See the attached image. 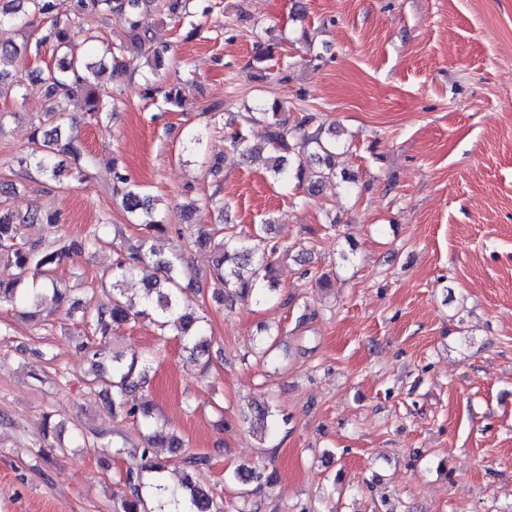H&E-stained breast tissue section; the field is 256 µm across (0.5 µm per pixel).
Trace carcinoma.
<instances>
[{"mask_svg": "<svg viewBox=\"0 0 512 512\" xmlns=\"http://www.w3.org/2000/svg\"><path fill=\"white\" fill-rule=\"evenodd\" d=\"M195 0H0V26L16 25L26 29L33 24V18L43 16L49 19V26L40 37L25 40L15 45L0 42V82L11 80L21 95L36 85L49 97L61 104L82 99L86 112L102 121L103 111L108 105H117L118 98L99 81L97 62L78 51L73 44V30L79 26L81 15L87 10H101L122 23L128 30L137 55L129 61L125 57L127 48L118 52L106 48L112 55V71L136 69L135 61L144 58L147 67L144 76V90L150 94L156 91L153 85L165 61L169 48H151L154 37L141 21V12L153 8L169 16L179 17L190 13ZM46 44L54 46L60 53L53 66L43 69H29L30 59L40 53ZM187 86L175 82L163 91V103L176 109H184L188 102ZM288 107L279 100L255 99L244 104L243 111L229 114L227 125L235 130L224 138V149L237 153L246 159H264L274 182L288 186L290 179L298 185H307L314 192L328 184L352 183L354 178L337 170L336 150L338 146L331 139L323 137L324 123L314 113H307L297 122L286 117ZM66 109L59 106L49 110V130H34L28 150L13 157L20 166H33L42 174L56 180L62 173L61 155L73 159L71 172L78 180L87 179L90 156L81 151L76 140L66 130L64 119ZM260 124L265 129L263 146L251 144L247 129ZM112 193L121 197L123 206L130 214L132 223L139 226L141 236L135 247H120L112 264L110 289L106 291L109 303L84 306L74 301L68 308V317L83 325L87 335L107 339L112 327L121 326L135 317L152 319L162 340L175 337L182 348L191 355L204 359V365L211 362L210 341L204 327V317L184 304L182 294L184 266L182 257L164 255L155 250L150 241L168 231L167 214L155 209L153 199L142 185L132 181L121 169H113ZM57 224L56 215H43L35 210L25 218L17 217L7 208H0V263L12 269L7 278H0V304H24L37 307L49 299L60 306L68 301L74 286L61 282L56 270L61 260L71 253L93 250L106 243L100 225L94 224L84 238L77 242L66 237L56 240L52 250H38L24 242L23 225L34 223ZM218 257L211 275L219 285L214 300L222 304L226 299H248L257 303L270 299L274 290V269L289 247L272 243L256 233L224 235L217 243ZM151 267L160 273V278L145 285L141 308L137 309L126 297L124 283L141 269ZM149 366L135 353L112 355L111 374L95 380L102 386L112 412L123 415L152 430L141 448L126 450L121 447L117 453L125 454L130 462L124 474V488L116 501L115 512H148L141 496V489L148 475L160 476L164 466L151 460L153 448L164 445L169 448L181 447V441L154 429L156 421L150 404L136 402L135 393L147 383ZM235 478L242 482L253 479L274 483V475L253 469L239 468ZM162 501L157 512H224V502L217 501L211 492L196 485L191 477L179 487L159 485Z\"/></svg>", "mask_w": 512, "mask_h": 512, "instance_id": "carcinoma-1", "label": "carcinoma"}]
</instances>
